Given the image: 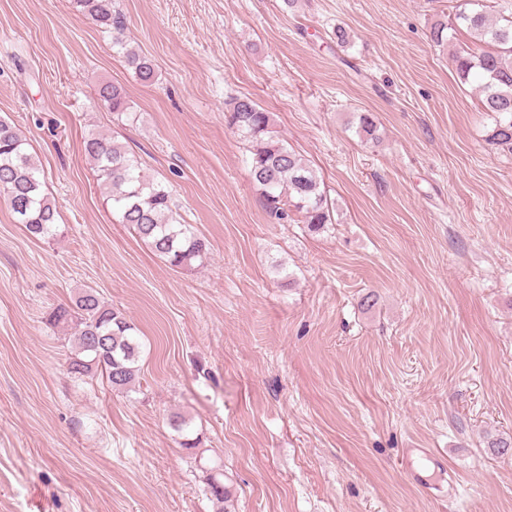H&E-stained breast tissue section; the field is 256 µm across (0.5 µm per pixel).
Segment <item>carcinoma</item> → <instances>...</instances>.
Wrapping results in <instances>:
<instances>
[{
	"label": "carcinoma",
	"instance_id": "obj_1",
	"mask_svg": "<svg viewBox=\"0 0 512 512\" xmlns=\"http://www.w3.org/2000/svg\"><path fill=\"white\" fill-rule=\"evenodd\" d=\"M74 4L78 12L112 34V47L126 57L140 81L154 80L152 60L127 47L126 21L115 0H74ZM454 22L486 44L477 51L461 48L455 54L456 72L465 84L479 78L481 111L495 115L489 141L512 153V16L494 20L484 0H462ZM97 98L114 113L129 112L130 104L119 86L100 84ZM224 117L248 144L251 178L270 216L280 221L294 212L312 232L327 228L332 223L333 207L324 185L313 168L275 135L272 113L244 95L226 102ZM83 150L119 223L132 229L155 256L176 268H190L207 256L208 242L177 220L169 185L141 170L123 145L90 132L83 140ZM43 186L25 139L14 125L0 119V196L17 223L35 238L52 235L57 224L56 204ZM49 321L57 327L75 324L76 353L68 363L70 375L81 379L99 371L118 391L135 385L140 343L135 325L120 309L105 304L89 289L79 294L74 306L55 308ZM169 425L183 436L185 449H197V441L187 437L189 423L182 415H171ZM206 485L211 497L228 502L229 492L218 476L210 475Z\"/></svg>",
	"mask_w": 512,
	"mask_h": 512
}]
</instances>
